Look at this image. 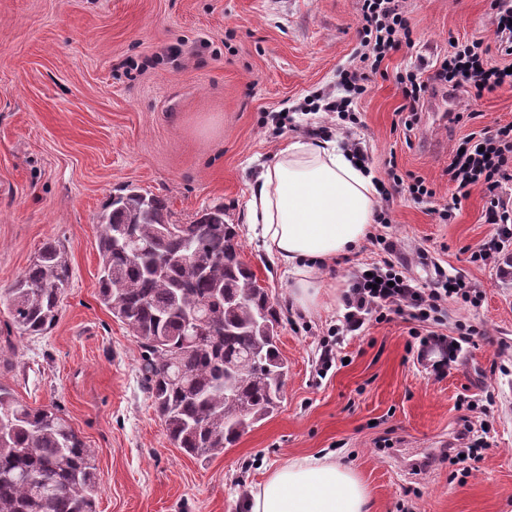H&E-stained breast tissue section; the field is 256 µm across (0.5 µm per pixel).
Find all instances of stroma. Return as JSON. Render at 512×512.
<instances>
[{"label":"stroma","instance_id":"stroma-1","mask_svg":"<svg viewBox=\"0 0 512 512\" xmlns=\"http://www.w3.org/2000/svg\"><path fill=\"white\" fill-rule=\"evenodd\" d=\"M359 9V0H0V336L14 344L0 382L30 406L59 408L93 449L96 512H240L272 469L330 452L365 483L369 512H512V240L492 260L474 258L495 233L477 187L451 222L439 217L454 194L445 173L454 144L512 122V91L485 94L479 118L424 120L408 137L396 116L398 73L435 64L457 40L493 44L490 0H406L414 43L368 74L353 136L377 179L393 158L434 196L418 204L394 195L391 224L372 225L370 238L322 269L321 306L291 305L289 275L246 224L261 166L325 119L305 105L335 90L342 69L360 68ZM285 111L293 126L274 133L271 118ZM126 184L167 198L184 223L223 205L281 317L279 407L205 459L169 440L141 350L99 299L98 215ZM381 232L427 249L481 291L477 305L449 306L479 334L443 379L418 363L413 323L396 315L344 335L333 367L317 372L353 273L383 258ZM50 239L65 243L72 268L58 318L42 336L8 333L4 293ZM467 402L488 425L489 448L465 477L437 455ZM425 456L433 466L410 471Z\"/></svg>","mask_w":512,"mask_h":512}]
</instances>
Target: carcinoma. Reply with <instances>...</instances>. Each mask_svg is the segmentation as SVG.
I'll list each match as a JSON object with an SVG mask.
<instances>
[{
    "mask_svg": "<svg viewBox=\"0 0 512 512\" xmlns=\"http://www.w3.org/2000/svg\"><path fill=\"white\" fill-rule=\"evenodd\" d=\"M100 298L142 350L140 371L170 440L185 453L224 450L270 414L288 365L278 314L241 260L224 205L179 224L166 199L127 185L100 217ZM71 279L63 242L48 241L8 289L10 326L41 336ZM206 313L204 334L185 313ZM0 512H95L93 450L60 411L33 408L0 382Z\"/></svg>",
    "mask_w": 512,
    "mask_h": 512,
    "instance_id": "1",
    "label": "carcinoma"
}]
</instances>
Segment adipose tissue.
I'll list each match as a JSON object with an SVG mask.
<instances>
[{"label":"adipose tissue","mask_w":512,"mask_h":512,"mask_svg":"<svg viewBox=\"0 0 512 512\" xmlns=\"http://www.w3.org/2000/svg\"><path fill=\"white\" fill-rule=\"evenodd\" d=\"M374 174L338 142L294 139L250 189L246 221L293 277L291 297L309 310L321 301V268L365 238L378 203ZM359 476L329 455L272 470L250 492L246 512H367Z\"/></svg>","instance_id":"adipose-tissue-1"}]
</instances>
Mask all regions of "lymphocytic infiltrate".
<instances>
[{
	"instance_id": "f902f5d3",
	"label": "lymphocytic infiltrate",
	"mask_w": 512,
	"mask_h": 512,
	"mask_svg": "<svg viewBox=\"0 0 512 512\" xmlns=\"http://www.w3.org/2000/svg\"><path fill=\"white\" fill-rule=\"evenodd\" d=\"M360 2V58L367 66L366 71L376 72L390 52L412 44L413 31L402 0ZM491 9L495 20L494 45H485L480 39L467 40L455 44L453 52L439 62L428 79H420L410 70L399 75L404 99L399 122L406 131H413L418 125L425 99L437 89L464 92L468 99L465 115L470 119L478 118L477 104L484 94L512 89V73L505 67L490 65L487 60L493 50L500 56L512 57V0H491ZM366 71H342L340 94L325 96L324 111L335 114L337 120L358 124L352 104L367 90ZM447 174L455 193L451 206L441 209V220H452L455 205L468 197L471 188L481 187L487 201V220L496 225L497 231L479 249L478 257L483 261L491 259L512 238V205L503 197L505 185L512 182V123L492 129L485 127L460 140L449 157ZM402 192L418 203L434 195L425 179H404L397 164H390L388 181L379 187L381 205L375 223H390V201L393 195ZM377 243L387 258L372 267L370 273L360 274L351 285L344 297L345 313L337 330L355 332L368 319L380 321L393 314L428 324L427 333L419 338L417 356L422 359L429 353H438L439 358L432 361L430 369L435 378H443L455 362L461 342L470 341L476 333L473 326L462 323L457 324L456 335L442 333L441 328L447 323L448 303L460 300L475 305L480 293L450 277L439 279L431 286H421L397 270L395 260L401 255L398 242L381 237ZM461 422L456 447L443 452L442 458L449 464L461 465L463 474L467 475L472 471V461L480 458L486 444L469 416H462Z\"/></svg>"
}]
</instances>
